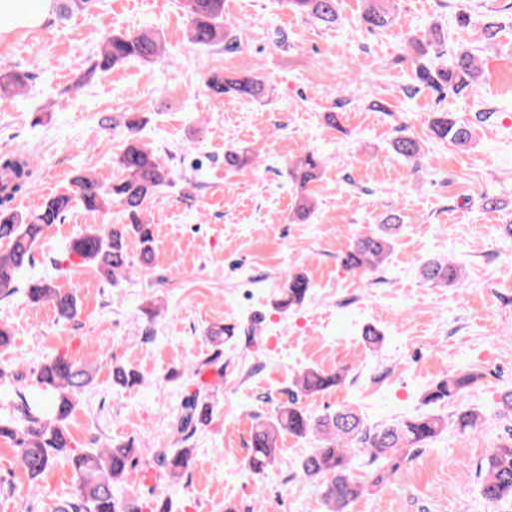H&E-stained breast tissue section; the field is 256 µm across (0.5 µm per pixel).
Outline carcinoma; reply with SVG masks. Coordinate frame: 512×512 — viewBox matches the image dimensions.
I'll return each mask as SVG.
<instances>
[{
	"label": "carcinoma",
	"mask_w": 512,
	"mask_h": 512,
	"mask_svg": "<svg viewBox=\"0 0 512 512\" xmlns=\"http://www.w3.org/2000/svg\"><path fill=\"white\" fill-rule=\"evenodd\" d=\"M288 9L327 26L336 24L337 0H285ZM189 20L188 39L199 46L222 45L237 50L236 24L224 18V0H184ZM391 0H363L361 25L370 33H379L393 25ZM406 60L410 63L414 86L411 91L430 89L441 94L460 96L477 86L483 69L473 50L465 45L448 49V33L435 25L423 36L406 39ZM166 50L159 37L149 30L114 34L103 39L102 47L86 76L107 71L128 60L153 64ZM27 76L0 72V108L10 105L26 86ZM208 91L217 98L259 99L267 94L263 80L254 74L226 76L214 71L204 77ZM147 120L136 112L124 116L126 143L116 159L118 174L105 184L90 174L74 179L76 196L59 195L46 201L41 210L27 215L12 208L16 196L26 192L34 177L30 159L15 152L0 154V298L16 292L17 275L33 259L44 228L61 221L73 199L90 211L120 208L128 218L126 224L90 227L73 237L67 256L80 264L95 266L108 281L126 277L134 264L126 251V241L134 238L140 245V263L150 265L155 259L153 224L146 219V207L154 195L175 179V172L154 148L141 142L140 133ZM435 139L458 147L467 146L474 126L459 123L449 112L439 113L431 121ZM393 151L407 162L416 164L424 157L421 142L401 129L392 142ZM224 164L243 170L254 164L251 156L237 150L224 153ZM327 159L310 148L303 149L288 164V176L297 187L291 214L295 223H303L313 213L315 198L308 186L318 179ZM399 228L392 218L378 234L354 237L341 257L348 270L363 273L377 267L389 254L391 235ZM423 277L438 285L452 287L461 281V271L453 262L430 259L423 266ZM310 281L293 275L282 288L280 306H298L307 298ZM25 294L34 304L49 303L58 318L70 322L78 315V300L72 290H65L53 279L41 277L29 282ZM114 381L124 388L139 383L137 373L122 366L112 369ZM349 370L324 371L310 368L296 380V390L277 404L273 413L257 420L251 434L247 467L257 475L269 473L279 454L284 434L317 438L318 446L301 461L302 478L316 487L327 512H348L349 505L363 493V485L352 474L356 468L366 470L372 485L390 479L401 465L412 459L452 423L461 433H475L485 418L476 409L460 405L452 419L434 411L421 412L390 423L369 424L350 409L321 416L308 414L301 400L328 391L345 382ZM478 376L459 370L427 388L423 404L434 406L450 402L475 384ZM92 382L88 367L64 356H55L32 372V383L16 390V415L0 417V438L14 442L17 457L31 478L35 479L65 459L72 464L79 483L73 498L59 512H129L130 505L118 491V483L128 479L141 459L130 444H109L104 448L77 450L71 446L67 424L76 408L77 396ZM206 390L200 387L188 394L173 419V429L186 441L199 424L208 420L204 403ZM191 449L174 448L154 455L160 472L174 481L188 471ZM479 492L489 508L512 499V444L491 449L478 468Z\"/></svg>",
	"instance_id": "carcinoma-1"
}]
</instances>
